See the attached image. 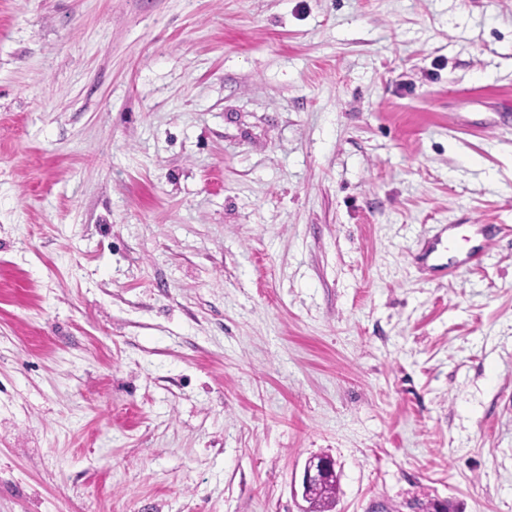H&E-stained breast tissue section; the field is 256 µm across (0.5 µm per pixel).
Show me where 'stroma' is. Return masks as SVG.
I'll list each match as a JSON object with an SVG mask.
<instances>
[{
  "mask_svg": "<svg viewBox=\"0 0 512 512\" xmlns=\"http://www.w3.org/2000/svg\"><path fill=\"white\" fill-rule=\"evenodd\" d=\"M315 455L512 512V0H0V512H302Z\"/></svg>",
  "mask_w": 512,
  "mask_h": 512,
  "instance_id": "stroma-1",
  "label": "stroma"
}]
</instances>
